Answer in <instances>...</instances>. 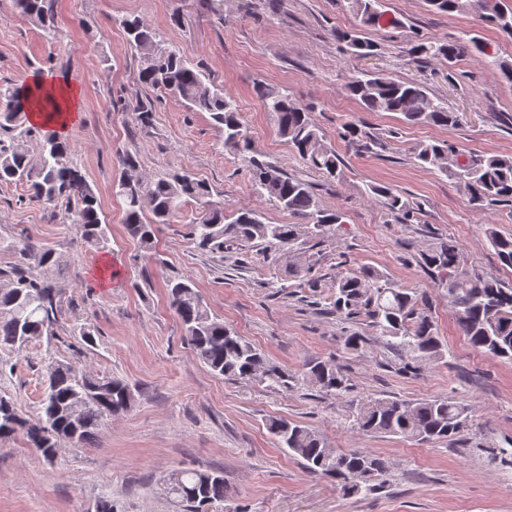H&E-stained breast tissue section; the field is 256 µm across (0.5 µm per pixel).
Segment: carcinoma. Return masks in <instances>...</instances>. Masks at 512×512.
<instances>
[{"label":"carcinoma","mask_w":512,"mask_h":512,"mask_svg":"<svg viewBox=\"0 0 512 512\" xmlns=\"http://www.w3.org/2000/svg\"><path fill=\"white\" fill-rule=\"evenodd\" d=\"M28 20L55 36L52 0H15ZM379 0H352V8L365 26L379 23ZM433 11L449 14L474 10L501 31L512 36V9L500 0H427ZM130 46L140 52L139 79L152 90L180 98L189 109L208 112L224 131V147L248 169L260 196L274 202L298 224H266L257 211L244 209L224 222V207L211 200V188L189 172L152 177L139 171V161L126 153L119 157L120 175L113 182L115 194L124 204L123 223L140 245L149 249L158 225L166 224L184 206L193 202L199 217L190 224L192 241L202 250L224 252V247H261L276 263L288 258V277L299 286L318 287L314 265L302 259L305 246L315 247L336 236L344 224L343 214L320 204L312 185L285 173L275 163L260 158L253 150L251 136L242 122L236 102L224 96V89L199 64L188 60L182 50L164 39L156 29L133 17L122 20ZM336 39L358 59L376 54L377 45L355 30H336ZM480 51L474 41L458 36L436 45L415 44L410 53L444 56L453 60ZM350 94L367 112H394L409 124L456 126L459 113L431 97L416 82L396 81L383 73L354 77ZM266 111L273 114L277 130L292 151L306 165L326 179L343 178V161L324 144L320 127L311 112L288 92L263 84L255 87ZM8 103L0 110V184L22 182L30 198L77 228L81 241L90 248L107 244V224L100 201L81 169L73 163L71 142L53 130L39 132L30 125L27 97L19 88L0 90ZM342 138L356 154L373 153L386 146L376 135L355 123L343 127ZM420 165L436 170L463 186L469 203L478 209L512 206V156L461 152L446 141H435L415 155ZM383 199L386 209L410 224L417 208L409 200L383 185L368 187ZM488 241L500 261L512 268V235L492 231ZM19 261L0 277V348L22 350L31 340L56 334L57 299L60 289L46 278L25 271V261L37 260L46 267L53 253L39 251L27 237L10 245ZM426 268L436 274L438 285L446 288L448 304L455 312L460 333L476 350L495 359L512 361V286L495 277L467 270L461 248L452 239H442L421 254ZM170 305L178 316L184 338L199 360L217 375L232 380L265 383L272 389H290L296 376L288 373L247 338L224 325V320L203 303L187 277L168 281ZM330 307L350 321H365L378 336L387 338L394 349L416 361L442 355L436 325L426 312L423 297L366 266L336 277ZM302 376L320 392L346 396L351 383L343 366L331 360L312 359L304 364ZM136 400L129 384L119 379L99 378L70 364L49 361L39 413L30 419L9 404V414L0 413V440L25 435L27 443L48 465L57 458L56 448L67 442L77 446L92 443L104 422L130 410ZM354 426L363 432L402 436L421 443L454 442L470 423L469 408L462 402L442 398L405 400L370 399L352 405ZM269 433L288 453L302 461L307 472L336 480L346 494H357L363 484L387 472L385 459L360 449L329 448L317 432L285 418L267 424ZM171 485L167 493L185 512H208L224 503L227 489L224 472L211 468L175 470L163 478Z\"/></svg>","instance_id":"cac0c4a2"}]
</instances>
